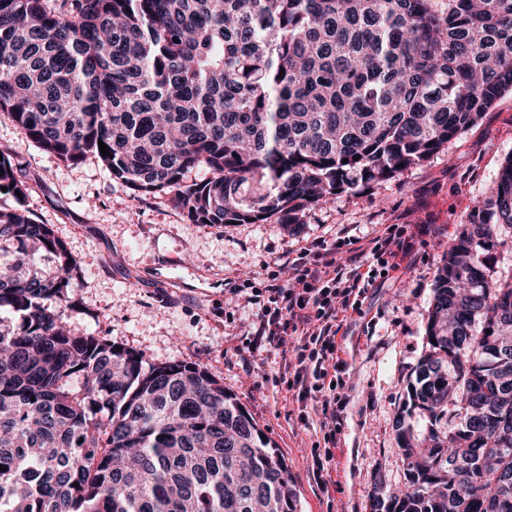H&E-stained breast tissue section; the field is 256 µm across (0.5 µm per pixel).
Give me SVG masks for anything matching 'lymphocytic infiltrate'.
<instances>
[{"label":"lymphocytic infiltrate","mask_w":512,"mask_h":512,"mask_svg":"<svg viewBox=\"0 0 512 512\" xmlns=\"http://www.w3.org/2000/svg\"><path fill=\"white\" fill-rule=\"evenodd\" d=\"M409 251L403 229L393 224L370 238L347 235L331 244L316 239L285 261L289 278L271 275L248 292L232 288L246 293L254 309L248 353L269 347L292 354L276 381L300 403L301 422L319 415L325 443L335 444L343 430L347 363L337 337L348 330L347 313Z\"/></svg>","instance_id":"f902f5d3"}]
</instances>
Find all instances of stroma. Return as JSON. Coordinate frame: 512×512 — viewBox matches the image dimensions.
I'll return each instance as SVG.
<instances>
[{
    "mask_svg": "<svg viewBox=\"0 0 512 512\" xmlns=\"http://www.w3.org/2000/svg\"><path fill=\"white\" fill-rule=\"evenodd\" d=\"M0 151L26 186L20 199L1 194L0 208L52 225L81 263L80 306L62 312L75 332L107 337L154 364L206 367L285 458L297 512H370L375 486L403 484L394 419L429 350L425 328L440 260L475 204L492 196L498 170L512 155L511 93L423 165L326 197L303 223L289 226L190 223L171 194L133 196L96 156L69 165L26 141L5 110ZM390 224L407 226L412 250L351 315L341 343L348 364L344 426L322 491L311 454L323 439L320 424L301 423L297 402L276 383L277 353L258 355L253 375L242 371L237 350L252 310L224 283L262 281L277 259L313 239L331 243L345 230L371 236Z\"/></svg>",
    "mask_w": 512,
    "mask_h": 512,
    "instance_id": "35a3bbf8",
    "label": "stroma"
}]
</instances>
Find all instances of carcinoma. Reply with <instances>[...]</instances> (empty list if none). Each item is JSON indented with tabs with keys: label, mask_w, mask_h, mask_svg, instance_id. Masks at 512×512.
I'll return each mask as SVG.
<instances>
[{
	"label": "carcinoma",
	"mask_w": 512,
	"mask_h": 512,
	"mask_svg": "<svg viewBox=\"0 0 512 512\" xmlns=\"http://www.w3.org/2000/svg\"><path fill=\"white\" fill-rule=\"evenodd\" d=\"M47 2L0 0V110L64 162L173 193L193 224H300L512 93V0ZM1 187L25 193L6 155ZM508 234L510 157L448 243L395 423L405 482L371 512H512ZM79 281L51 225L0 210V512H296L285 458L206 367L66 326Z\"/></svg>",
	"instance_id": "obj_1"
}]
</instances>
